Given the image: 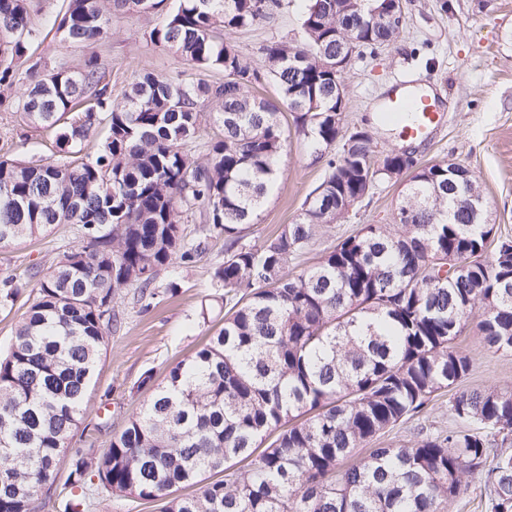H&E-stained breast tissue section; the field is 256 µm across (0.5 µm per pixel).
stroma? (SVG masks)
I'll list each match as a JSON object with an SVG mask.
<instances>
[{
	"mask_svg": "<svg viewBox=\"0 0 512 512\" xmlns=\"http://www.w3.org/2000/svg\"><path fill=\"white\" fill-rule=\"evenodd\" d=\"M405 25L399 37L356 57L347 75L346 122L366 128L380 151H407L419 162L444 158L470 167L479 178L499 233L512 236V0H404ZM304 0H288L273 20L229 35V42L248 60L261 64L262 49L277 38L297 39ZM153 20L136 11L113 16L112 34L90 50L108 63L113 99H121L135 73L145 70L171 76L182 71L168 50L147 44L144 34ZM88 48L61 43L47 35L35 55L48 63H78ZM403 73L437 86L445 117L426 142L406 140L400 131L385 128L375 118V106L384 104L394 79ZM0 156L56 162L63 152L51 131L23 124L0 112ZM324 161L316 159L307 139L292 132L281 175L246 238L259 242L279 226L297 218L301 206L323 180ZM401 184L378 183L350 220L321 233L303 258L315 264L321 255L350 235L360 224L391 221ZM74 230L57 226L36 238L0 247V276L23 275L30 268H49L63 252L76 245ZM225 256L223 237L208 241L195 266L181 269V288L174 297L141 311L132 291L117 303L121 327L114 332L98 363L81 422L86 441L108 447L128 417L140 411L148 398L138 387L146 370L163 379L176 362L191 355L224 322L221 292L210 285V269ZM473 358L465 381L470 389L497 387L512 390V352L485 349L476 327L459 340ZM111 414L109 430L97 431L104 414ZM455 421L447 398L431 403L420 418L406 421L385 433L383 444L400 446L416 441L420 431L448 430Z\"/></svg>",
	"mask_w": 512,
	"mask_h": 512,
	"instance_id": "1",
	"label": "stroma"
}]
</instances>
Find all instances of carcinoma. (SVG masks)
<instances>
[{"label": "carcinoma", "instance_id": "obj_1", "mask_svg": "<svg viewBox=\"0 0 512 512\" xmlns=\"http://www.w3.org/2000/svg\"><path fill=\"white\" fill-rule=\"evenodd\" d=\"M305 2L300 38L269 42L258 67L223 34L274 18L284 0H64L54 22L64 44L102 42L112 16L137 9L159 18L151 44L220 75L139 73L116 101L99 54L47 67L33 56V0H0V112L53 131L66 153L0 157V246L58 224L81 238L45 272L0 278L1 307L36 292L0 357V512H90L96 494L160 512H448L472 482L484 512H512V390L467 388L473 360L456 344L474 320L489 351H512V239L468 208L482 197L470 168L377 152L366 129L346 124L336 58L395 39L399 0ZM266 79L280 101L260 96ZM283 106L316 152L340 151L294 222L246 243L287 150ZM103 120L97 154L79 155ZM402 176L391 223L360 224L289 272L375 182ZM214 234L227 253L210 272L224 324L162 382L143 373L150 398L108 447H72L121 326L117 300L133 288L146 311L175 295L172 275ZM445 394L458 427L377 444Z\"/></svg>", "mask_w": 512, "mask_h": 512}]
</instances>
